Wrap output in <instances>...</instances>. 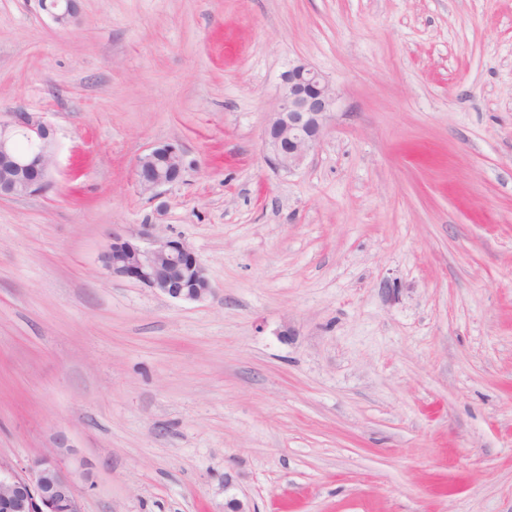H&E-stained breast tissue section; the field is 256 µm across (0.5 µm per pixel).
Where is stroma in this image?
Wrapping results in <instances>:
<instances>
[{
    "label": "stroma",
    "mask_w": 512,
    "mask_h": 512,
    "mask_svg": "<svg viewBox=\"0 0 512 512\" xmlns=\"http://www.w3.org/2000/svg\"><path fill=\"white\" fill-rule=\"evenodd\" d=\"M77 5L0 0V115L56 132L0 199V460L55 455L81 512H512V0ZM299 62L337 103L287 172ZM144 230L213 295L108 276ZM38 5L61 28L70 26L77 14L76 0H38ZM336 99L324 76L307 64L293 65L265 128L266 159L288 172L299 168L323 142ZM160 159L167 170L158 169L156 160ZM185 160L181 149L169 142L159 143L139 155L135 162V171L140 188L155 194L164 187L181 180L185 170Z\"/></svg>",
    "instance_id": "stroma-1"
}]
</instances>
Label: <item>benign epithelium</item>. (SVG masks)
<instances>
[{
  "instance_id": "1",
  "label": "benign epithelium",
  "mask_w": 512,
  "mask_h": 512,
  "mask_svg": "<svg viewBox=\"0 0 512 512\" xmlns=\"http://www.w3.org/2000/svg\"><path fill=\"white\" fill-rule=\"evenodd\" d=\"M40 9L59 27L70 26L77 0H38ZM336 90L304 63L293 65L265 128L264 151L273 165L289 172L314 153L336 106ZM33 146L17 150L18 136ZM56 139L41 113L19 110L0 117V199L42 194L51 186ZM185 160L181 149L159 143L139 155L135 171L140 188L156 193L181 180ZM104 270L152 288L172 299L202 302L213 293L196 253L177 239L112 233L101 255ZM0 512H81L74 481L62 463L44 456L25 472L0 460Z\"/></svg>"
}]
</instances>
